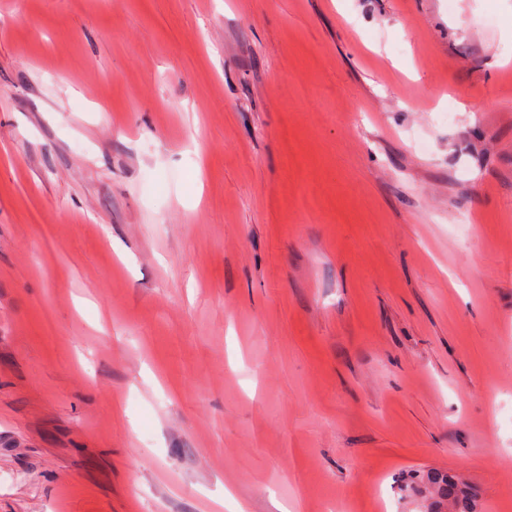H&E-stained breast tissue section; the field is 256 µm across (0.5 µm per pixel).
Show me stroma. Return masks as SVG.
<instances>
[{"label":"stroma","mask_w":512,"mask_h":512,"mask_svg":"<svg viewBox=\"0 0 512 512\" xmlns=\"http://www.w3.org/2000/svg\"><path fill=\"white\" fill-rule=\"evenodd\" d=\"M512 512V0H0V512ZM428 485L429 498L436 508L448 502L453 512H476L477 495L456 475L437 469H415L408 472L397 482L396 488L401 498H413L418 487Z\"/></svg>","instance_id":"stroma-1"}]
</instances>
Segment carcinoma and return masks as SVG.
Masks as SVG:
<instances>
[{
    "label": "carcinoma",
    "mask_w": 512,
    "mask_h": 512,
    "mask_svg": "<svg viewBox=\"0 0 512 512\" xmlns=\"http://www.w3.org/2000/svg\"><path fill=\"white\" fill-rule=\"evenodd\" d=\"M422 484L430 487L429 498L433 499L434 507L446 503L451 512H477L476 493L447 471L415 469L404 475L396 488L401 497L412 498Z\"/></svg>",
    "instance_id": "1"
}]
</instances>
